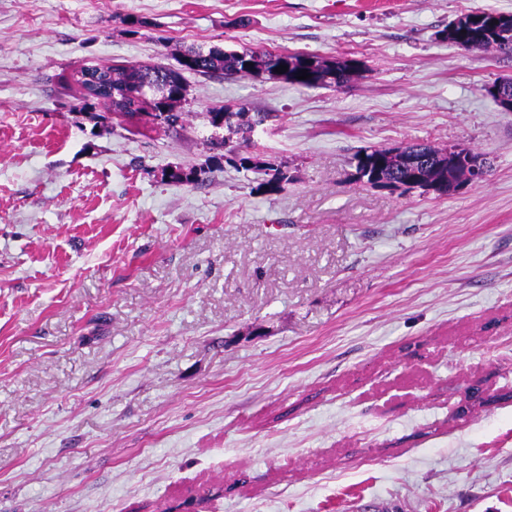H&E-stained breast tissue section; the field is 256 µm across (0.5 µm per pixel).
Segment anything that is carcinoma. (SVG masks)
I'll return each instance as SVG.
<instances>
[{
  "label": "carcinoma",
  "instance_id": "carcinoma-1",
  "mask_svg": "<svg viewBox=\"0 0 512 512\" xmlns=\"http://www.w3.org/2000/svg\"><path fill=\"white\" fill-rule=\"evenodd\" d=\"M444 40L465 51L490 49L512 54V15L497 14L484 10L471 11L441 31ZM182 70L162 65L95 66L108 78L111 92L102 96L112 111L125 116L137 115L146 109L158 113L161 122L174 127L183 121L179 105L184 99L185 84L182 72L191 71L208 75L221 72L260 81H285L301 87H343L363 76L364 65L354 58H332L301 53H272L244 48L240 51H224L211 48L208 51L191 48L181 58ZM287 66L279 74L276 67ZM310 77L297 79L301 70ZM269 115L250 113L245 107L233 111L224 108L216 111L212 124L222 125L241 135L242 142L249 143L254 128ZM238 157L239 167L264 175L260 186L268 192H278L288 176L253 155ZM355 180L383 188L395 187L409 190L419 188L439 196L455 191L467 179L465 163L448 156L447 150L427 144H415L399 149L372 148L354 156Z\"/></svg>",
  "mask_w": 512,
  "mask_h": 512
}]
</instances>
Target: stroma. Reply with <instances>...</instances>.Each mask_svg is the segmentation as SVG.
I'll return each instance as SVG.
<instances>
[{
	"mask_svg": "<svg viewBox=\"0 0 512 512\" xmlns=\"http://www.w3.org/2000/svg\"><path fill=\"white\" fill-rule=\"evenodd\" d=\"M475 10L512 0H0V512H512V55L439 36ZM212 47L366 72L188 71L177 130L66 83ZM416 142L482 178L355 181ZM267 118H269L267 113L256 112L251 114L243 106L237 111L224 107V109L214 113L212 124L215 127H220L217 125H224L229 131L240 134L242 142L247 144L251 141L250 135L254 128L266 121ZM234 156L238 157L239 167L241 169L258 172L265 176L259 186L264 187L268 192L281 191L283 183L288 180V176L285 173L268 165L256 156H242L238 152H234Z\"/></svg>",
	"mask_w": 512,
	"mask_h": 512,
	"instance_id": "1",
	"label": "stroma"
}]
</instances>
